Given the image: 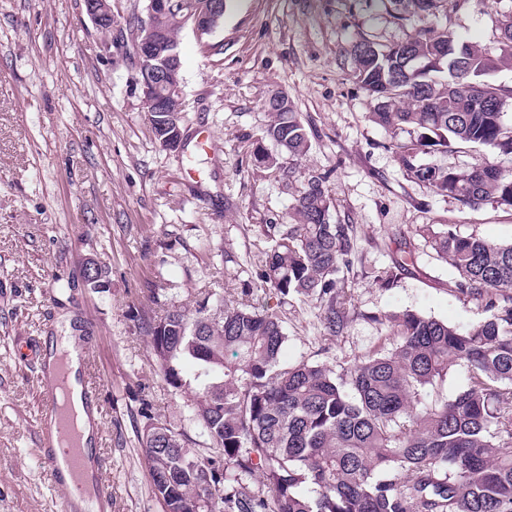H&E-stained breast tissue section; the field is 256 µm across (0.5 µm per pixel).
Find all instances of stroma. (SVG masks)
<instances>
[{
    "instance_id": "stroma-1",
    "label": "stroma",
    "mask_w": 512,
    "mask_h": 512,
    "mask_svg": "<svg viewBox=\"0 0 512 512\" xmlns=\"http://www.w3.org/2000/svg\"><path fill=\"white\" fill-rule=\"evenodd\" d=\"M147 4L112 0L104 31L83 0H0V512H60L61 495L35 454L38 372L16 343L57 335L64 314L99 338L93 377L112 512L164 510L140 442L150 423L167 424L209 455L142 318L207 295L237 299L245 288L276 304L258 277L266 242L257 227L291 223V191L279 169L253 156L271 95L287 93L308 126L311 149L298 170L326 176L332 220L357 234L344 276L347 327L323 335L317 303L289 299L283 363L335 367L390 350L396 337L385 319L407 310L456 326L484 321V306L459 298L453 270L419 230L448 225L512 242V210L465 207L410 181L391 149L407 134L391 137L367 118L371 98L352 78L346 49L366 34L384 44L406 40L416 21L394 20L378 0H227L214 33L201 37L188 26L178 35L184 137L212 134L208 152L190 159L160 145L144 110L140 62L125 37ZM499 8L512 0H468L453 26L496 50ZM418 160H487L512 170V155L467 144ZM396 238L414 253L402 269L391 252ZM90 263L104 271L94 288L83 278Z\"/></svg>"
}]
</instances>
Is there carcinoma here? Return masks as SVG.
Here are the masks:
<instances>
[{
  "mask_svg": "<svg viewBox=\"0 0 512 512\" xmlns=\"http://www.w3.org/2000/svg\"><path fill=\"white\" fill-rule=\"evenodd\" d=\"M379 2L421 25L406 41L361 37L347 50L353 78L373 96L368 120L410 136L395 158L413 182L470 208L512 209L511 172L417 161L459 144L512 155V88L494 80L512 70V10L496 13L492 53L453 29L467 0ZM182 4L152 18L172 43L186 24ZM439 15L444 26L428 24ZM265 108V136L291 161L305 156L311 141L292 103L271 98ZM286 177L299 183L293 223L260 225L269 243L260 280L280 305L315 299L323 334L338 336L350 319L339 274L352 263L355 225L330 222L323 176L290 165ZM432 248L457 272L456 292L490 316L460 327L406 311L389 318L395 349L339 371L282 363L283 319L267 303L173 306L143 321L165 380L190 391L189 420L219 456L195 455L164 423L146 428L145 463L170 512H512V244L447 227ZM458 361L471 385L430 398Z\"/></svg>",
  "mask_w": 512,
  "mask_h": 512,
  "instance_id": "1",
  "label": "carcinoma"
}]
</instances>
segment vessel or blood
I'll return each mask as SVG.
<instances>
[{
  "label": "vessel or blood",
  "mask_w": 512,
  "mask_h": 512,
  "mask_svg": "<svg viewBox=\"0 0 512 512\" xmlns=\"http://www.w3.org/2000/svg\"><path fill=\"white\" fill-rule=\"evenodd\" d=\"M18 352L42 364L39 382L46 414L37 433L36 452L49 483L63 494L61 512H103L110 501V490L98 447L86 438L71 407L64 402L65 395L76 390L85 410H96V386L85 376L77 382L72 380L63 337L54 339L52 362H44L43 347L36 338L26 340Z\"/></svg>",
  "instance_id": "vessel-or-blood-1"
}]
</instances>
